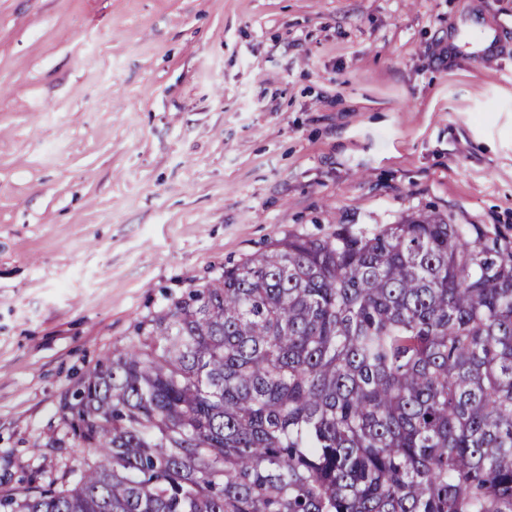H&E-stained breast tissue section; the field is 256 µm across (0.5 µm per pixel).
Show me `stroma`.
<instances>
[{"label": "stroma", "instance_id": "stroma-1", "mask_svg": "<svg viewBox=\"0 0 512 512\" xmlns=\"http://www.w3.org/2000/svg\"><path fill=\"white\" fill-rule=\"evenodd\" d=\"M430 211L512 235V0H0V492L137 320Z\"/></svg>", "mask_w": 512, "mask_h": 512}]
</instances>
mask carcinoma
<instances>
[{"label":"carcinoma","mask_w":512,"mask_h":512,"mask_svg":"<svg viewBox=\"0 0 512 512\" xmlns=\"http://www.w3.org/2000/svg\"><path fill=\"white\" fill-rule=\"evenodd\" d=\"M0 512H512V241L294 235L137 321Z\"/></svg>","instance_id":"1"}]
</instances>
